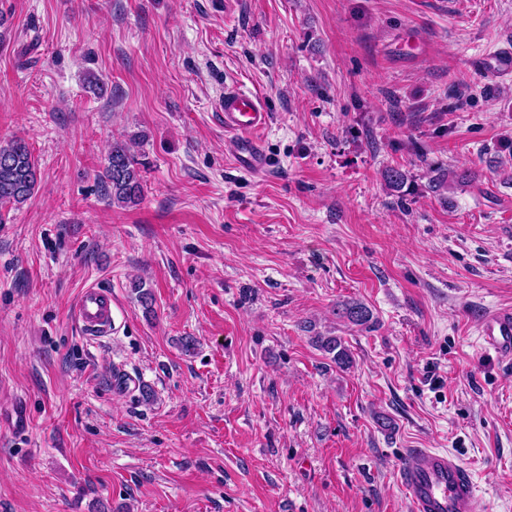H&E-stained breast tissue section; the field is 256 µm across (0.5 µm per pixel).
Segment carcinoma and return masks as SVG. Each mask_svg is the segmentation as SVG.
<instances>
[{"mask_svg":"<svg viewBox=\"0 0 512 512\" xmlns=\"http://www.w3.org/2000/svg\"><path fill=\"white\" fill-rule=\"evenodd\" d=\"M136 142H112L106 163L98 181L104 194L118 206H135L144 196V169L135 150ZM384 179L389 188L403 192L408 176L400 168H388ZM38 182V166L28 143L22 138H14L0 144V206H18L26 202L34 193ZM339 313L349 324L367 327L373 320L372 310L359 300H348L340 304ZM312 344L340 370L349 369L352 356L339 336L318 334L312 337Z\"/></svg>","mask_w":512,"mask_h":512,"instance_id":"carcinoma-1","label":"carcinoma"}]
</instances>
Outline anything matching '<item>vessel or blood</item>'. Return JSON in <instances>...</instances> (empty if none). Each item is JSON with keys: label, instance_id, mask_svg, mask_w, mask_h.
<instances>
[{"label": "vessel or blood", "instance_id": "obj_1", "mask_svg": "<svg viewBox=\"0 0 512 512\" xmlns=\"http://www.w3.org/2000/svg\"><path fill=\"white\" fill-rule=\"evenodd\" d=\"M219 107L224 114V131L236 142V165L246 171H260L264 159L254 135L270 121L263 98L233 85L225 88ZM73 316L87 336L95 339L111 336V292L97 286L84 289ZM480 334L486 349L501 355L511 354L512 308H498L486 314ZM404 456L399 482L413 512H475V482L470 471L455 457L430 448H409Z\"/></svg>", "mask_w": 512, "mask_h": 512}]
</instances>
